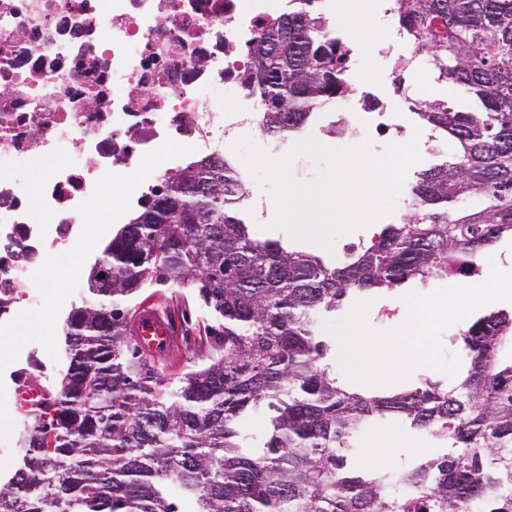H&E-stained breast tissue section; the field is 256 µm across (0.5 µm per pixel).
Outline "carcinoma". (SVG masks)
Segmentation results:
<instances>
[{
  "label": "carcinoma",
  "instance_id": "obj_1",
  "mask_svg": "<svg viewBox=\"0 0 512 512\" xmlns=\"http://www.w3.org/2000/svg\"><path fill=\"white\" fill-rule=\"evenodd\" d=\"M319 2L288 0L247 44L240 81L268 134L351 91ZM394 9L416 54L476 101L471 112L421 103L420 119L455 141L452 157L421 174L400 223L336 265L255 238L225 159L167 177L105 245L112 287L88 288L67 316L58 385L0 485V512H512V308L453 338L468 372L451 390L425 378L352 392L320 332L350 294L425 285L512 240V0ZM199 164L204 176L186 183ZM153 281L196 289L210 319L207 362L175 387L129 328ZM391 419L435 451L362 470L356 439Z\"/></svg>",
  "mask_w": 512,
  "mask_h": 512
}]
</instances>
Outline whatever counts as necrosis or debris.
<instances>
[{"label":"necrosis or debris","instance_id":"obj_1","mask_svg":"<svg viewBox=\"0 0 512 512\" xmlns=\"http://www.w3.org/2000/svg\"><path fill=\"white\" fill-rule=\"evenodd\" d=\"M283 2L0 0V328L45 303L44 259L260 120L240 48ZM405 111L332 98L314 122L343 146L369 126L396 143Z\"/></svg>","mask_w":512,"mask_h":512}]
</instances>
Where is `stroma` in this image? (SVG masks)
Instances as JSON below:
<instances>
[{"instance_id":"stroma-1","label":"stroma","mask_w":512,"mask_h":512,"mask_svg":"<svg viewBox=\"0 0 512 512\" xmlns=\"http://www.w3.org/2000/svg\"><path fill=\"white\" fill-rule=\"evenodd\" d=\"M413 47L395 49L391 54L374 52L354 56V67L347 81L354 89L356 103L372 101L377 110L387 111L397 105L402 97H420L428 100L448 102L455 110H471L473 99L461 87L444 82L423 83L422 68H403V57L412 55ZM104 240L95 245L75 243L68 255L44 260L40 282L54 304L24 314L16 326L0 332V357L25 347H34L40 357L58 363L64 358L63 337L68 306L80 302V289L87 284L91 264L100 256ZM136 304L166 306L183 326V335L178 350L167 356L161 365L166 378L179 379L192 366L203 363L206 358L203 339L204 309L194 289L176 284L149 285L135 299ZM39 327L40 335H30V327ZM426 438L412 432L401 424H387L385 431H373L359 442V463L369 471L391 470L413 461L418 449L427 447Z\"/></svg>"}]
</instances>
